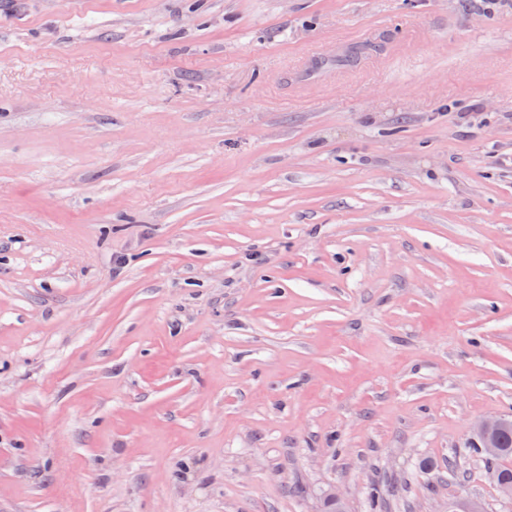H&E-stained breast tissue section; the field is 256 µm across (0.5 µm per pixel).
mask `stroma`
I'll return each instance as SVG.
<instances>
[{"instance_id":"stroma-1","label":"stroma","mask_w":512,"mask_h":512,"mask_svg":"<svg viewBox=\"0 0 512 512\" xmlns=\"http://www.w3.org/2000/svg\"><path fill=\"white\" fill-rule=\"evenodd\" d=\"M512 8L0 0V512H512ZM473 431L481 442L479 448L486 459L494 458L491 461L497 463L509 462L512 459V432L510 436L507 435L504 438L506 448H502L501 444V434L512 431L511 413L479 419L474 423ZM476 450L480 453L478 448Z\"/></svg>"}]
</instances>
